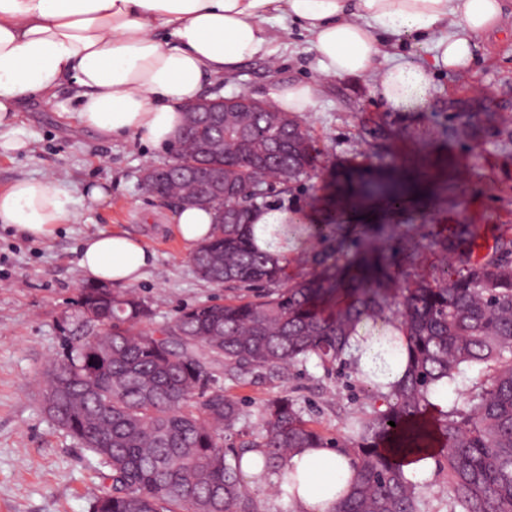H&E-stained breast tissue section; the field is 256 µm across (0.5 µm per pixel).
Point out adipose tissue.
I'll use <instances>...</instances> for the list:
<instances>
[{
	"label": "adipose tissue",
	"mask_w": 512,
	"mask_h": 512,
	"mask_svg": "<svg viewBox=\"0 0 512 512\" xmlns=\"http://www.w3.org/2000/svg\"><path fill=\"white\" fill-rule=\"evenodd\" d=\"M504 9L505 0H0V151H29L18 125L23 103H52L65 84L78 126L112 140L174 143L184 107L205 84L267 54L271 22L283 17L305 33L319 77L274 87L277 109L304 115L321 79L353 76L368 78L388 108L419 112L431 99L434 70L469 68L478 37L500 27ZM405 38L431 43L427 63L386 55L388 44ZM72 203L59 178L21 177L0 189V224L44 238L73 222ZM171 221L194 247L208 239L213 215L183 205ZM153 263L143 243L120 231L81 243L79 265L97 284L136 282ZM289 464L298 474L297 512H336L350 489L349 457L306 448Z\"/></svg>",
	"instance_id": "obj_1"
}]
</instances>
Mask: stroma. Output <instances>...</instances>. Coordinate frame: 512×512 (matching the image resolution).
<instances>
[{"mask_svg":"<svg viewBox=\"0 0 512 512\" xmlns=\"http://www.w3.org/2000/svg\"><path fill=\"white\" fill-rule=\"evenodd\" d=\"M494 48L463 72L434 74L437 88L427 111L387 110L369 93L365 79L347 77L323 84L313 112L303 117L321 153L311 178L290 188L269 187L260 207L291 214L309 212L339 225L344 255H353L366 234L383 239L397 263H410L417 280H432L443 266L426 236L454 224L475 225L487 242H512V7ZM279 37L271 57L246 62L223 84L225 96L247 94L268 100L274 85L306 81L316 59L297 27L275 24ZM71 96L62 87L58 104L28 103L19 114L30 136L25 154H0V188L26 176H57L73 199L77 220L46 238H28L0 224V512H90L102 486L96 457L77 447L43 411L42 373L62 357L75 334V301L86 279L78 265L83 239L120 230L155 254V264L132 286L149 300L154 315L148 331L172 322L182 308L210 300L250 296L247 288L215 286L197 277L191 248L174 231L176 205L145 194L140 174L171 158L167 149L134 137L109 140L79 129L59 107ZM475 130L459 135L461 114ZM417 160L408 175V202L400 212L374 203L337 213L324 204L330 175L357 164L395 170L402 157ZM90 181L112 187L109 206L87 208L79 190ZM335 378L314 364L290 373H259L242 380L220 376L217 386L244 403L248 425H256L267 401L298 398L326 436L346 434L345 419L366 402L369 386L356 399H331Z\"/></svg>","mask_w":512,"mask_h":512,"instance_id":"stroma-1","label":"stroma"}]
</instances>
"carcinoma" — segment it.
<instances>
[{"mask_svg":"<svg viewBox=\"0 0 512 512\" xmlns=\"http://www.w3.org/2000/svg\"><path fill=\"white\" fill-rule=\"evenodd\" d=\"M256 105L235 97L240 111L224 113L221 149L213 147V126L188 128L171 157L188 175L158 179L154 190L223 211L191 257L201 279L277 289L199 303L147 335L135 331L153 316L145 298L86 285L76 300L83 335L43 372L45 413L98 460L102 490L91 512H268L262 488L293 481L288 460L301 448L350 456L351 490L336 512H431L394 456L436 441L444 444L438 474L446 512H512V247L476 255L477 229L457 224L429 240L445 259L441 276L418 281L389 262L382 244L343 259L328 225L309 224L321 271L288 283V263L255 243L249 215L257 201L242 204L238 195L259 170L280 185L296 183L317 169L319 151L295 116L254 112ZM216 171L224 175L222 198L203 184ZM399 195L384 173L348 170L336 174L329 205ZM378 320L399 331L376 340L402 341L407 372L387 392L371 385V401L349 415L353 446L314 429L290 395L269 401L250 438L236 441L243 403L214 388L216 370L240 380L313 360L327 376L357 375L346 340ZM470 365L485 366L486 378L465 390L461 405L423 422L434 389ZM251 451L261 454V468L250 485L242 459Z\"/></svg>","mask_w":512,"mask_h":512,"instance_id":"obj_1","label":"carcinoma"}]
</instances>
